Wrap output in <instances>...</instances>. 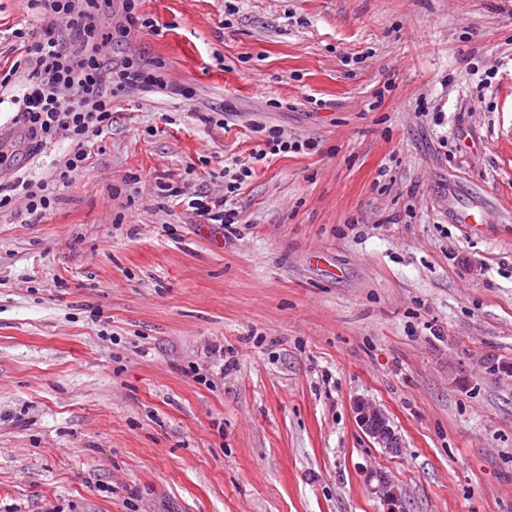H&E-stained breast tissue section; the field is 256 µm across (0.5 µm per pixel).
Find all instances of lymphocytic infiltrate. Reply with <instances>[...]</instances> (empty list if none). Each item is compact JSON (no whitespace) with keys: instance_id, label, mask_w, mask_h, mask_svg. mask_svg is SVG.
<instances>
[{"instance_id":"obj_1","label":"lymphocytic infiltrate","mask_w":512,"mask_h":512,"mask_svg":"<svg viewBox=\"0 0 512 512\" xmlns=\"http://www.w3.org/2000/svg\"><path fill=\"white\" fill-rule=\"evenodd\" d=\"M31 7L42 9L50 21L34 40L20 45V62L0 75V87L8 86L19 69L28 75L21 93L9 102L18 125L20 140L28 156H36L59 140L70 149L55 166L49 181L16 177L11 193L0 194V209L11 204L14 194H22L27 214L40 218L54 210L74 172L84 169L87 147L112 126V99L116 93L139 89L150 92L166 89L167 84L156 68L127 57L113 63L107 49L112 39L100 20L101 0H28ZM265 136L263 149L252 161L267 155L316 147L315 141L288 139L278 126L257 125ZM252 161L236 160L221 196L194 193L188 202L196 216L216 224L231 226L237 221L236 209L228 197L252 177Z\"/></svg>"}]
</instances>
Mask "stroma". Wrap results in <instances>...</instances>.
Masks as SVG:
<instances>
[{
	"instance_id": "stroma-1",
	"label": "stroma",
	"mask_w": 512,
	"mask_h": 512,
	"mask_svg": "<svg viewBox=\"0 0 512 512\" xmlns=\"http://www.w3.org/2000/svg\"><path fill=\"white\" fill-rule=\"evenodd\" d=\"M138 12L115 54L166 89L50 215L0 209V512H384L375 469L406 512H512V0ZM47 21L0 0V67ZM256 123L317 148L255 163L237 224L165 195H222ZM353 411L359 427L380 448L389 452H397L399 440L389 425L384 410L370 399L357 398L353 402Z\"/></svg>"
}]
</instances>
